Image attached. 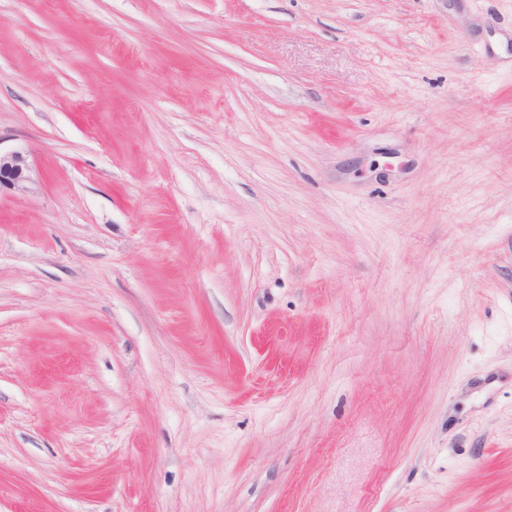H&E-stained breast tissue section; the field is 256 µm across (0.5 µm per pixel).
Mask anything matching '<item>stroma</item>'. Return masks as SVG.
<instances>
[{
	"instance_id": "obj_1",
	"label": "stroma",
	"mask_w": 512,
	"mask_h": 512,
	"mask_svg": "<svg viewBox=\"0 0 512 512\" xmlns=\"http://www.w3.org/2000/svg\"><path fill=\"white\" fill-rule=\"evenodd\" d=\"M0 512H512V0H0ZM32 184L31 167L27 156L19 151L2 154L0 151V194L2 191L25 193Z\"/></svg>"
}]
</instances>
